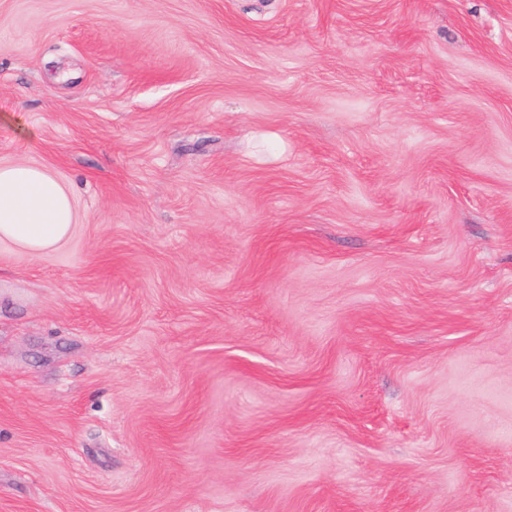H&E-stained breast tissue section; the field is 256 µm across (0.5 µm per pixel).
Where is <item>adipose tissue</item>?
<instances>
[{"mask_svg": "<svg viewBox=\"0 0 512 512\" xmlns=\"http://www.w3.org/2000/svg\"><path fill=\"white\" fill-rule=\"evenodd\" d=\"M75 222L70 193L47 168L0 164V244L38 257L62 247Z\"/></svg>", "mask_w": 512, "mask_h": 512, "instance_id": "ef3b65f1", "label": "adipose tissue"}]
</instances>
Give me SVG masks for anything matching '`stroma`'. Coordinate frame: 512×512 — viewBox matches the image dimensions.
<instances>
[{
  "label": "stroma",
  "instance_id": "stroma-1",
  "mask_svg": "<svg viewBox=\"0 0 512 512\" xmlns=\"http://www.w3.org/2000/svg\"><path fill=\"white\" fill-rule=\"evenodd\" d=\"M0 512H512V0H0ZM74 224L73 199L47 168L0 164V244L39 257L62 247Z\"/></svg>",
  "mask_w": 512,
  "mask_h": 512
}]
</instances>
